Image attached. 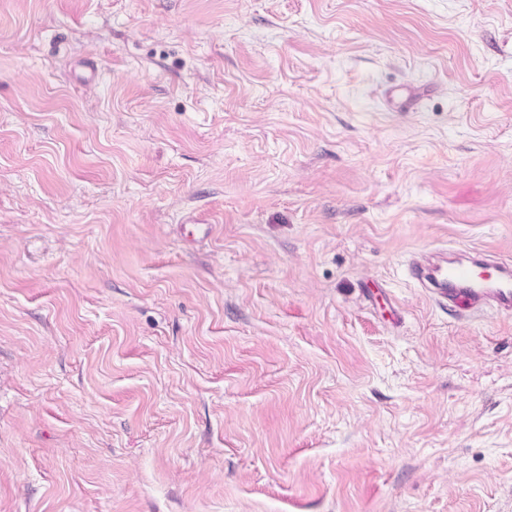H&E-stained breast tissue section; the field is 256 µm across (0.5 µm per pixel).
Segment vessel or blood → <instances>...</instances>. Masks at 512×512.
Segmentation results:
<instances>
[{
  "instance_id": "obj_1",
  "label": "vessel or blood",
  "mask_w": 512,
  "mask_h": 512,
  "mask_svg": "<svg viewBox=\"0 0 512 512\" xmlns=\"http://www.w3.org/2000/svg\"><path fill=\"white\" fill-rule=\"evenodd\" d=\"M424 95L423 88L405 86L393 90L387 103L393 110L405 111L413 108ZM409 272L440 300L465 304L474 312L488 305L512 312V267L490 265L481 254L465 260L441 256L434 261H416L410 264Z\"/></svg>"
}]
</instances>
